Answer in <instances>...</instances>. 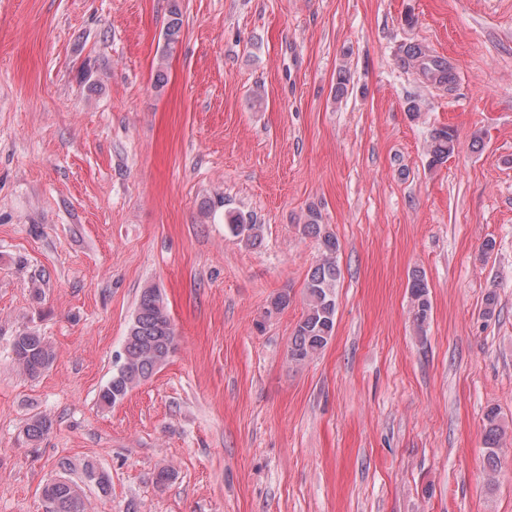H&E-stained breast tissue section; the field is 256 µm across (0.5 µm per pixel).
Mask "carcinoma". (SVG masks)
Masks as SVG:
<instances>
[{
	"label": "carcinoma",
	"mask_w": 512,
	"mask_h": 512,
	"mask_svg": "<svg viewBox=\"0 0 512 512\" xmlns=\"http://www.w3.org/2000/svg\"><path fill=\"white\" fill-rule=\"evenodd\" d=\"M182 30L183 13L179 0H170L168 21L163 33V56L174 51L180 42ZM399 52L403 60L417 66L422 75L429 76L431 83L447 85L453 82L448 64L431 55L422 44L403 43ZM456 141L454 129L446 126L434 130L428 145L429 165L446 161L454 152ZM228 227L234 236L253 246L262 242L261 225L255 223L250 215L236 213L230 216ZM302 231L318 241L321 258L308 273L305 311L288 345L289 359L299 364L321 353L334 336L336 284L340 278L336 263L339 241L322 223V216L317 210L308 209ZM408 288L413 322L421 329L428 323L432 312L428 284L423 273L413 272ZM176 347V332L163 297L156 288L144 289L124 338L112 379L100 391V403L112 407L121 402L133 388L150 379L169 360ZM12 359L23 375L35 380L52 367L57 359V351L46 337L35 331L23 330L13 338ZM52 428L53 420L50 417L36 414L25 423L22 438L27 444L37 446L47 438ZM504 435L500 409L488 407L484 413L483 442L487 469L492 474L502 466ZM41 495L51 499L53 512H88L87 498L82 488L64 476L46 482L41 488Z\"/></svg>",
	"instance_id": "cac0c4a2"
}]
</instances>
